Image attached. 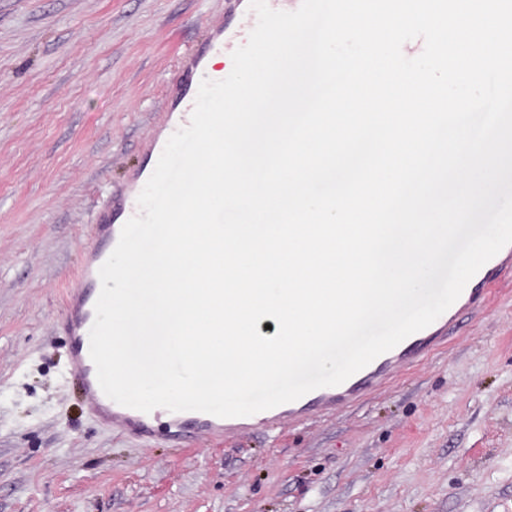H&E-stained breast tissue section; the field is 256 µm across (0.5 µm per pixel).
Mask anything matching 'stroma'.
I'll return each instance as SVG.
<instances>
[{"label": "stroma", "mask_w": 512, "mask_h": 512, "mask_svg": "<svg viewBox=\"0 0 512 512\" xmlns=\"http://www.w3.org/2000/svg\"><path fill=\"white\" fill-rule=\"evenodd\" d=\"M229 0H0V512H512V262L445 347L335 415L242 438L95 417L57 323Z\"/></svg>", "instance_id": "35a3bbf8"}]
</instances>
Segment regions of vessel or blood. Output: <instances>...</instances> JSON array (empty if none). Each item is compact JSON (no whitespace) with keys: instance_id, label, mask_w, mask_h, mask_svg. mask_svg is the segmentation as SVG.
<instances>
[{"instance_id":"obj_1","label":"vessel or blood","mask_w":512,"mask_h":512,"mask_svg":"<svg viewBox=\"0 0 512 512\" xmlns=\"http://www.w3.org/2000/svg\"><path fill=\"white\" fill-rule=\"evenodd\" d=\"M230 42L223 25L209 29L206 39L183 67V78L174 95L166 120L158 127L147 148L151 159H159L168 138L179 128L188 125L195 104L193 84L209 77L207 61L213 55H225ZM141 191L138 180H130L120 202L106 207L97 217L94 226L95 244L84 253L79 285L69 297L62 326L70 339V357L74 370L95 415H108L134 434L145 436L154 433L157 425L173 429L176 438H187L198 433L210 436H243L257 428L279 424L286 420L297 421L335 414L358 402L367 393L381 388L403 367L419 363L434 348L445 345L448 330L457 320L459 312L489 305L492 289L483 287V273H476L472 284L466 285L447 316L435 320L425 329L407 337L390 351L375 358L345 382L333 387L313 390L301 398L275 408L246 417L220 418L197 411L170 412L158 408L149 413L128 408L109 399L101 390L96 368L89 354V331L95 318L98 296L94 287L99 282V269L118 243L123 221L138 214L137 197Z\"/></svg>"}]
</instances>
